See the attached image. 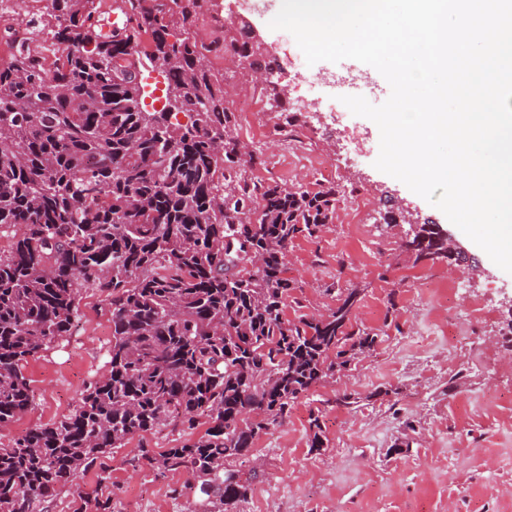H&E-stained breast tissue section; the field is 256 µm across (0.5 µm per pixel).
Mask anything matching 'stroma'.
Returning <instances> with one entry per match:
<instances>
[{
    "mask_svg": "<svg viewBox=\"0 0 512 512\" xmlns=\"http://www.w3.org/2000/svg\"><path fill=\"white\" fill-rule=\"evenodd\" d=\"M240 14L262 39L268 61L281 66L290 94L304 83L328 81L318 65L307 64L290 33L270 29L269 14L243 11L241 0H219L191 34L223 41L226 19ZM210 61L235 90L229 107L254 100L261 108L254 119L237 115L240 139L263 159L255 179L305 186L325 179L365 193L360 208L341 203L320 237L300 236L289 245L286 276L295 288L287 319L328 312L340 292L358 285L365 292L357 322L378 335L374 349L349 371L301 396L282 425L260 434L246 456L226 462L250 485L240 512H512V315L502 305L512 294V273L441 210L375 168L380 136L372 120L311 99L298 115V140L284 142L262 132L284 117L270 109L260 86L223 53ZM329 129L339 142L334 154L325 147ZM353 169L363 182L349 179ZM387 195L447 230L479 261L480 274L449 270L444 258L417 263L402 252L408 227L385 223ZM111 340L105 302L84 292L72 335L26 364L35 403L0 427V444L68 414L104 371ZM344 391L359 394V402L337 405ZM314 417L326 439L318 451L310 448ZM188 438L171 426L134 437L114 449L106 479L87 473L77 487L62 488L47 512H73L81 490L111 498L117 512H209L199 481L137 457L139 448L160 452Z\"/></svg>",
    "mask_w": 512,
    "mask_h": 512,
    "instance_id": "1",
    "label": "stroma"
}]
</instances>
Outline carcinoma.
Returning <instances> with one entry per match:
<instances>
[{
    "mask_svg": "<svg viewBox=\"0 0 512 512\" xmlns=\"http://www.w3.org/2000/svg\"><path fill=\"white\" fill-rule=\"evenodd\" d=\"M45 2L34 25L50 47L13 39L0 60V426L32 408L24 366L71 335L82 292L107 302L112 343L68 415L0 446V512H43L106 472L111 449L172 424L205 430L140 456L202 479L217 512H234L249 483L224 460L377 342L357 323L358 285L326 315L285 318L288 245L333 223L345 189L249 178L262 160L243 158L212 46L189 36L203 0H122L129 24L108 40L96 0ZM145 41L167 87L184 89L185 124L142 107L130 49ZM224 56L258 60L233 36ZM401 248L416 263L448 256L423 227ZM251 250L262 264L249 270ZM74 512L115 507L80 493Z\"/></svg>",
    "mask_w": 512,
    "mask_h": 512,
    "instance_id": "cac0c4a2",
    "label": "carcinoma"
}]
</instances>
